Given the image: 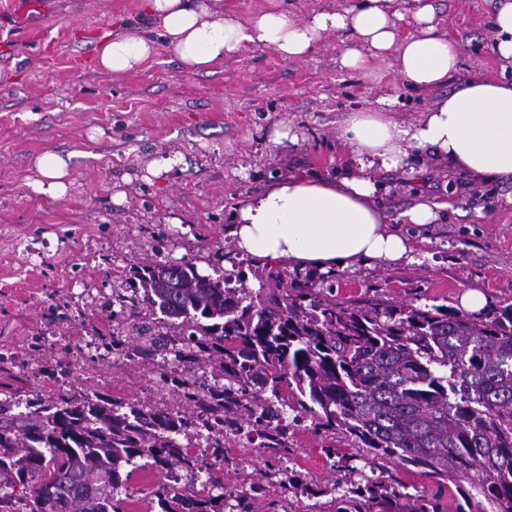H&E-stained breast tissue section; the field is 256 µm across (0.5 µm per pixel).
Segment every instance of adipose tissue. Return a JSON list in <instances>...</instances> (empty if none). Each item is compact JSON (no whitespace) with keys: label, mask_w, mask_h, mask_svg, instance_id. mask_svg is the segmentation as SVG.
Here are the masks:
<instances>
[{"label":"adipose tissue","mask_w":512,"mask_h":512,"mask_svg":"<svg viewBox=\"0 0 512 512\" xmlns=\"http://www.w3.org/2000/svg\"><path fill=\"white\" fill-rule=\"evenodd\" d=\"M144 7L155 37L135 30L112 37L98 55L105 72L138 71L162 45L184 69L195 72L254 46L295 61L308 56L325 35L346 29L355 38L340 58L346 69H364L371 59L391 55L405 83L430 89L443 85L460 66L456 43L435 23L432 0H369L359 9L316 10L304 20L277 9L247 22L225 13L223 0H146ZM407 16L416 30L403 37L397 22ZM339 139L358 166L356 174L337 180L295 174L252 197L235 210L227 229L238 251L323 272L368 260L411 261L413 240L399 226L433 223L437 205L420 199L391 223L375 204L378 171L427 148L474 179L512 180V81L468 78L408 125L375 109L348 113Z\"/></svg>","instance_id":"1"}]
</instances>
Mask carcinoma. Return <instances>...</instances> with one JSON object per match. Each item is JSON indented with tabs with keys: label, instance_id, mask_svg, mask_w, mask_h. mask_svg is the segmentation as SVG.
<instances>
[{
	"label": "carcinoma",
	"instance_id": "obj_1",
	"mask_svg": "<svg viewBox=\"0 0 512 512\" xmlns=\"http://www.w3.org/2000/svg\"><path fill=\"white\" fill-rule=\"evenodd\" d=\"M258 292L235 275L199 274L187 261L131 271L134 298L160 313L174 336L162 350L180 363L219 364L224 384L178 391L190 408L128 405L95 393L60 394L0 417V512H126L136 459L163 477L224 461V434L260 439L264 479L231 487L207 473L203 488L159 482L156 512H259L262 486L299 488L282 468L288 427L311 417L369 449V465L397 461L432 479L437 492L412 494L389 474L362 476L352 456L327 447L343 479L329 489L332 512H512V304L464 314L446 304L393 303L377 296L338 302L317 287L333 272L288 281L257 267ZM208 426L219 436L208 462L177 436Z\"/></svg>",
	"mask_w": 512,
	"mask_h": 512
}]
</instances>
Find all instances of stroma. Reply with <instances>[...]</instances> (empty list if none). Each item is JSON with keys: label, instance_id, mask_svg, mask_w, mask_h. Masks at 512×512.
Wrapping results in <instances>:
<instances>
[{"label": "stroma", "instance_id": "stroma-1", "mask_svg": "<svg viewBox=\"0 0 512 512\" xmlns=\"http://www.w3.org/2000/svg\"><path fill=\"white\" fill-rule=\"evenodd\" d=\"M362 0H224L247 20L281 8L298 19L344 11ZM441 33L459 46L461 68L427 90L404 84L393 56L368 69L341 67L353 39L325 35L306 58L284 61L251 47L210 72L183 69L167 48L138 73L113 75L96 64L117 32H150L143 0H0V409L24 412L36 396L100 391L119 405L181 409L177 383L220 382L214 364L188 367L157 351L130 360L112 351L170 334L159 314L134 303L131 267L189 261L204 275L240 259L224 229L235 209L288 176L351 175L338 139L347 113L390 99V117L418 121L434 101L476 74L512 79L495 50L498 0H435ZM68 158L67 191H36L38 156ZM176 157L172 170L152 164ZM378 205L389 218L420 198L439 203L410 263L340 270L337 300L424 296L458 307L477 288L488 305L512 303V182L476 181L424 150L378 174ZM172 377L168 386L160 375ZM309 425L289 439V460L310 491L289 498L291 512H331L323 489L337 475ZM225 484L264 469L257 445H226Z\"/></svg>", "mask_w": 512, "mask_h": 512}]
</instances>
